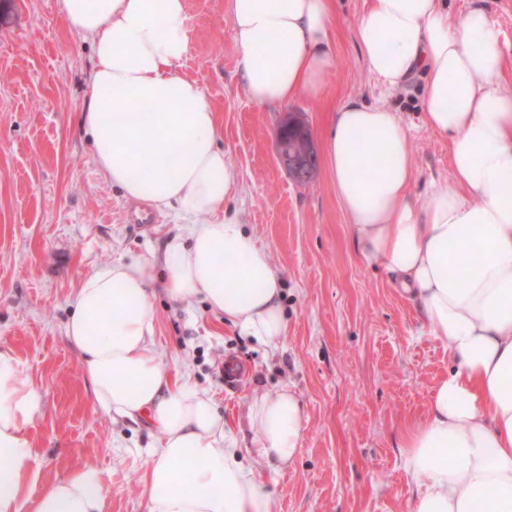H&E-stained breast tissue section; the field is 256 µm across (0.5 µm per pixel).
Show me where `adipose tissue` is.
<instances>
[{
    "instance_id": "obj_1",
    "label": "adipose tissue",
    "mask_w": 512,
    "mask_h": 512,
    "mask_svg": "<svg viewBox=\"0 0 512 512\" xmlns=\"http://www.w3.org/2000/svg\"><path fill=\"white\" fill-rule=\"evenodd\" d=\"M334 0H226L240 84L255 104L321 95L334 66ZM64 24L92 46L80 124L93 159L131 201L174 213L161 257L98 268L70 298L66 336L97 405L146 425L142 494L149 512H276L272 471L292 463L305 415L288 387L255 394L253 448L238 447L210 396L174 378L153 336L154 287L176 303L202 298L270 346L285 337L283 285L269 252L231 205L233 164L218 115L180 72L189 51L184 0H57ZM363 61L389 91L423 79V123L451 144L453 180L412 195L410 138L386 103L334 108L327 171L358 255L396 274L451 367L426 414L401 435L415 485L410 512H512V42L481 4L366 0L356 22ZM473 257L449 273L450 258ZM39 395L0 348V512H105V476L85 464L47 484L28 435Z\"/></svg>"
}]
</instances>
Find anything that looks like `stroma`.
<instances>
[{"instance_id":"stroma-1","label":"stroma","mask_w":512,"mask_h":512,"mask_svg":"<svg viewBox=\"0 0 512 512\" xmlns=\"http://www.w3.org/2000/svg\"><path fill=\"white\" fill-rule=\"evenodd\" d=\"M185 5L189 51L180 71L218 114L234 204L281 273L288 331L272 348L203 299L176 304L158 290V352L208 392L243 448L253 444L255 392L287 386L299 395L306 431L295 461L278 473L251 461L271 483L278 512H409L414 487L400 436L447 375L448 347L396 278L357 256L325 165L304 185L279 165L276 132L288 113L300 114L320 149L335 105L386 102L410 137L413 194L451 181L450 144L423 124L421 80L390 95L366 67L355 38L365 0H336L335 65L322 95L278 107L255 104L238 81L225 0ZM92 67L90 43L61 23L57 0H0V348L15 352L41 397L29 436L42 483L93 463L107 474V512H148L140 462L155 438L97 405L65 326L84 277L161 247L177 219L134 220V202L96 167L78 121ZM230 359L245 369L234 387L224 384Z\"/></svg>"}]
</instances>
